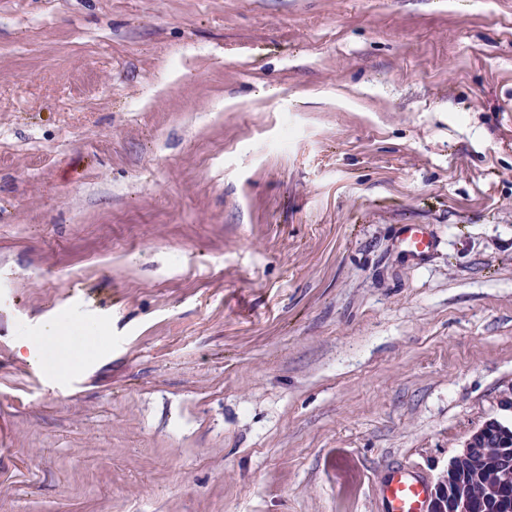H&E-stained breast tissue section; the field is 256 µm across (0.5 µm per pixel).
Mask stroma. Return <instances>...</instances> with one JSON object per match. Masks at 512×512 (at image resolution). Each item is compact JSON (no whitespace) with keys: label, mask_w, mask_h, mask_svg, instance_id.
<instances>
[{"label":"stroma","mask_w":512,"mask_h":512,"mask_svg":"<svg viewBox=\"0 0 512 512\" xmlns=\"http://www.w3.org/2000/svg\"><path fill=\"white\" fill-rule=\"evenodd\" d=\"M511 396L512 0H0V512H379ZM398 241L413 260L422 259L433 246V238L424 224H402ZM63 326L59 319L47 321L42 329L40 336L37 338H25L21 341L20 346L27 349L29 356L36 353V348L41 341H50L58 338L62 334ZM382 512H427L428 485L411 471L391 467L375 485Z\"/></svg>","instance_id":"35a3bbf8"}]
</instances>
